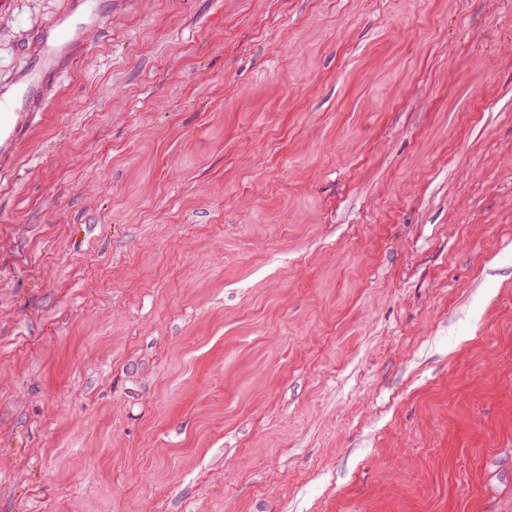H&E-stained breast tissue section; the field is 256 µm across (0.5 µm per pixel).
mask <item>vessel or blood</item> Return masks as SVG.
I'll list each match as a JSON object with an SVG mask.
<instances>
[{
	"instance_id": "b4317fda",
	"label": "vessel or blood",
	"mask_w": 512,
	"mask_h": 512,
	"mask_svg": "<svg viewBox=\"0 0 512 512\" xmlns=\"http://www.w3.org/2000/svg\"><path fill=\"white\" fill-rule=\"evenodd\" d=\"M93 26L76 25L54 18L34 33L35 54L16 76V94L0 98V176H10L20 148L26 119L32 118L35 105L46 96L49 77H55L70 67L75 51L92 34Z\"/></svg>"
}]
</instances>
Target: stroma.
Wrapping results in <instances>:
<instances>
[{
	"mask_svg": "<svg viewBox=\"0 0 512 512\" xmlns=\"http://www.w3.org/2000/svg\"><path fill=\"white\" fill-rule=\"evenodd\" d=\"M93 3L0 182V512H512V0Z\"/></svg>",
	"mask_w": 512,
	"mask_h": 512,
	"instance_id": "stroma-1",
	"label": "stroma"
}]
</instances>
